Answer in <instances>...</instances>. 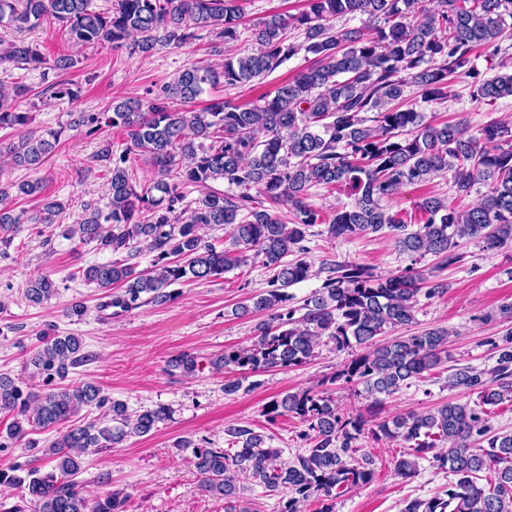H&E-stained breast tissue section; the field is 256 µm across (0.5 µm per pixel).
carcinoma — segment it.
Listing matches in <instances>:
<instances>
[{"label":"carcinoma","mask_w":512,"mask_h":512,"mask_svg":"<svg viewBox=\"0 0 512 512\" xmlns=\"http://www.w3.org/2000/svg\"><path fill=\"white\" fill-rule=\"evenodd\" d=\"M245 0H0V27L34 30L45 24L64 33L76 47L108 44L128 54L147 55L162 45H187L215 33L225 45L240 39ZM423 0H306L297 15L272 14L251 28L253 45L225 53L220 64L192 65L179 73L147 108L131 99L112 102V113L79 112L71 126L93 137L103 126L121 128L130 148L145 156L158 177L140 183L129 170L128 150L114 153L103 140L95 158L110 165L108 202L101 208L84 204L81 221L68 229L83 243H94L116 259L82 271L99 288L98 313L120 316L144 301L164 304L178 298L174 286L209 281L263 257L270 271L268 288L252 306L235 313L266 314L254 342L227 348L213 361L216 368L243 373L301 366L317 356L328 339L339 350L354 346L365 352L338 374L363 385L375 397L369 407L378 418L374 435L401 439L409 456L395 462V472L411 478L421 459L432 460L454 479L448 489L429 499L415 498L403 512H512V432L489 434L486 406L512 402V330L493 343L496 365L490 370L464 365L448 373V388H462L478 402L445 403L423 413L382 415V401L412 381L448 362L453 331L433 328L378 345L387 329L414 321L418 296L431 298L444 290L432 273L416 267L388 276L352 262L322 264V287L303 304L290 306L288 288L309 277L310 263L286 257L306 254L310 227L327 225L331 239H351L383 230L392 232L399 251L412 257L432 254L440 264L460 261L455 252L462 239H476L485 250L512 247V124L491 121L474 134L459 123L438 122L405 104L415 86L424 99L445 102L453 82L470 78L477 101L512 97V0H436L431 13ZM360 17L359 27L337 29L333 21ZM303 30L304 41L288 42V28ZM478 48L500 71L480 80L471 52ZM312 61L294 78L283 81L260 103L237 105L215 100L200 110L189 105L204 86L251 85L274 72L299 52ZM47 63L40 44L13 42L0 49V65ZM28 89L20 82L0 84V129L18 130L30 115L19 110ZM59 132L26 131L6 148L13 164L35 173L45 167ZM450 174L459 196L479 182L488 193L466 210L448 200L427 197L419 205L423 224L415 231L385 208L401 188ZM236 188L233 193L217 184ZM347 185L354 202L329 218L311 202V189ZM206 192L193 206H182L183 189ZM43 179L0 185V245H9L26 224H53L67 203L52 199L30 213L10 206L16 195L40 194ZM288 208L293 222L284 223L263 201ZM227 230L222 250L207 243L202 230ZM145 247L155 254L152 265L137 269L134 259ZM48 275L30 281L25 297L40 304L57 294ZM88 360L83 342L72 334L43 336L29 360L43 377L35 392L0 374V411L13 415L0 432V449L22 446L34 452L26 465L0 469V485L18 489L20 503L11 512H125L126 496L112 491L91 500L78 475L85 454L116 448L131 437L150 434L167 420L169 409L156 405L134 413L125 402L103 394L91 382L55 388L70 369ZM187 374L197 361L189 353L169 360ZM102 411L81 425L71 423L83 408ZM267 413L291 414L306 424L300 437L309 448L291 463L269 437L247 427L227 430L230 448L192 449L202 489L224 498V512H248L241 491L260 487L279 494V512H302L312 496L328 502L346 490L367 486L374 478L372 460L357 456L364 434L362 416L345 418L329 396L313 391L287 393ZM64 428L46 448L29 438L36 431ZM52 464L41 472V462ZM488 475V487L479 485Z\"/></svg>","instance_id":"1"}]
</instances>
